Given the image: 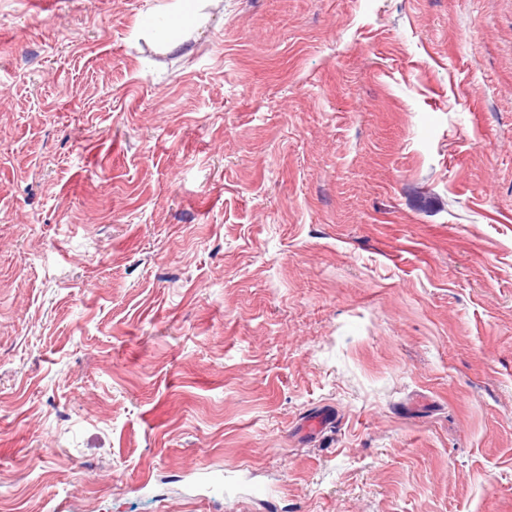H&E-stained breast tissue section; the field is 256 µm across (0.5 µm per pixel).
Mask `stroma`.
Here are the masks:
<instances>
[{
  "instance_id": "1",
  "label": "stroma",
  "mask_w": 512,
  "mask_h": 512,
  "mask_svg": "<svg viewBox=\"0 0 512 512\" xmlns=\"http://www.w3.org/2000/svg\"><path fill=\"white\" fill-rule=\"evenodd\" d=\"M168 2L0 0V512H512V0Z\"/></svg>"
}]
</instances>
